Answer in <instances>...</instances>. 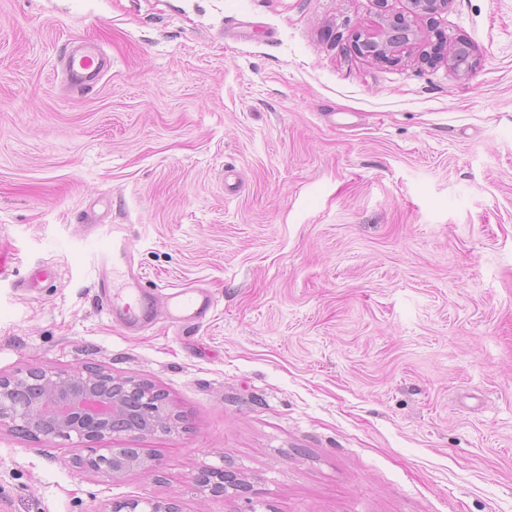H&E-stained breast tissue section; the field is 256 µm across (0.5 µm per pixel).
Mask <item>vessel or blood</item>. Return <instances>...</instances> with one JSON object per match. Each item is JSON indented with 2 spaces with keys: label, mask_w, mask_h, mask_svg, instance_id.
<instances>
[{
  "label": "vessel or blood",
  "mask_w": 512,
  "mask_h": 512,
  "mask_svg": "<svg viewBox=\"0 0 512 512\" xmlns=\"http://www.w3.org/2000/svg\"><path fill=\"white\" fill-rule=\"evenodd\" d=\"M110 62L95 46L87 44L66 54L64 69L70 84L87 88L98 83ZM100 268L111 269L113 277H123L120 288H112L110 280H100L99 288L113 321L125 328H139L153 323L158 316L179 326H192L210 317L214 302L203 290L180 288L165 294L146 290L139 276L132 273V255L126 240L113 239L93 253Z\"/></svg>",
  "instance_id": "vessel-or-blood-1"
}]
</instances>
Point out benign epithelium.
<instances>
[{
    "label": "benign epithelium",
    "mask_w": 512,
    "mask_h": 512,
    "mask_svg": "<svg viewBox=\"0 0 512 512\" xmlns=\"http://www.w3.org/2000/svg\"><path fill=\"white\" fill-rule=\"evenodd\" d=\"M409 3L412 14L432 17L448 9L450 0H409ZM420 39L421 31L408 18L382 15L376 28L358 43V48L364 54L387 60ZM440 40L448 63L458 71L468 72L474 55L472 45L464 39L450 40L443 35ZM116 383L107 371L85 368H36L22 376L0 378V427L24 429L27 434L48 442L74 437L87 448L106 437L132 440L146 435H166L179 427V417L170 412L164 401L156 399V392L133 380L126 384L143 396L146 425L127 423L123 400L109 392ZM80 467L115 478L132 469L149 471L153 464L139 455L129 454L126 448H114L108 457L90 454L82 458ZM201 483L214 494H224V471H212ZM107 512H181V507L175 499L161 502L143 498L116 503Z\"/></svg>",
    "instance_id": "7a95c632"
}]
</instances>
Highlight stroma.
Here are the masks:
<instances>
[{"label":"stroma","mask_w":512,"mask_h":512,"mask_svg":"<svg viewBox=\"0 0 512 512\" xmlns=\"http://www.w3.org/2000/svg\"><path fill=\"white\" fill-rule=\"evenodd\" d=\"M383 5L0 0V375L101 367L182 418L118 479L76 461L122 440L0 429V512H512V0L443 14L467 74L360 55ZM89 41L112 67L70 90ZM114 235L211 318L115 325ZM103 512H181V507L175 499L161 502L143 498L113 504L109 510H103Z\"/></svg>","instance_id":"1"}]
</instances>
